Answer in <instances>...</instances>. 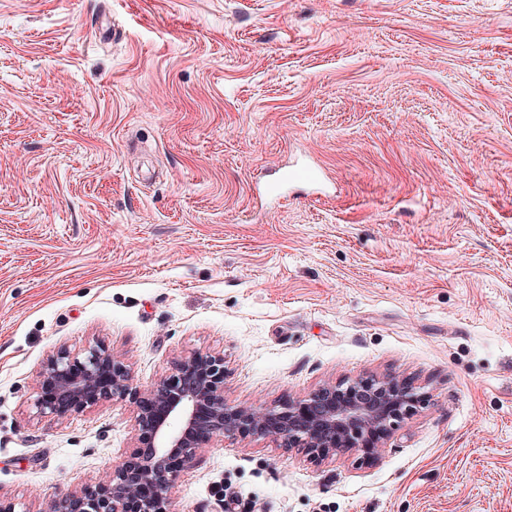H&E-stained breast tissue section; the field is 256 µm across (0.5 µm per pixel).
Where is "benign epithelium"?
<instances>
[{
    "instance_id": "obj_1",
    "label": "benign epithelium",
    "mask_w": 512,
    "mask_h": 512,
    "mask_svg": "<svg viewBox=\"0 0 512 512\" xmlns=\"http://www.w3.org/2000/svg\"><path fill=\"white\" fill-rule=\"evenodd\" d=\"M225 374L221 355L195 353L180 360L138 412V431L149 446L114 466L106 480L63 496L45 512H173L170 489L194 462L204 437L271 438L318 465L346 453L358 455L362 464L374 462L381 441L426 401L415 382L388 374L341 379L298 400L233 405L224 399ZM40 381L54 384V393L35 399L41 414L56 416L65 404L80 409L102 400L140 399L127 365L103 345L89 347L81 360L57 352L44 364ZM144 484L155 493L139 501Z\"/></svg>"
}]
</instances>
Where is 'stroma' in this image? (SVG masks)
<instances>
[{"mask_svg":"<svg viewBox=\"0 0 512 512\" xmlns=\"http://www.w3.org/2000/svg\"><path fill=\"white\" fill-rule=\"evenodd\" d=\"M319 185L263 194L277 169ZM101 343L241 406L399 373L361 465L204 442L173 512H512V0H0V502L44 512L137 408L38 414Z\"/></svg>","mask_w":512,"mask_h":512,"instance_id":"obj_1","label":"stroma"}]
</instances>
